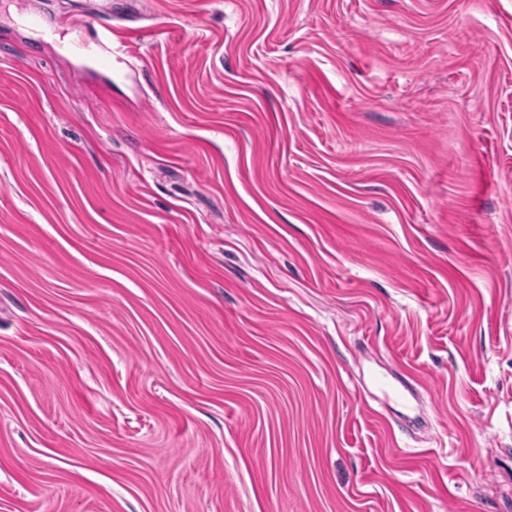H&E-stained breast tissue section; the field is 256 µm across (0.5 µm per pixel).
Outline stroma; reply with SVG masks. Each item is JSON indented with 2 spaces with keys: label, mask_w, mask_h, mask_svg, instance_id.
Returning <instances> with one entry per match:
<instances>
[{
  "label": "stroma",
  "mask_w": 512,
  "mask_h": 512,
  "mask_svg": "<svg viewBox=\"0 0 512 512\" xmlns=\"http://www.w3.org/2000/svg\"><path fill=\"white\" fill-rule=\"evenodd\" d=\"M0 512H512V0H0Z\"/></svg>",
  "instance_id": "obj_1"
}]
</instances>
